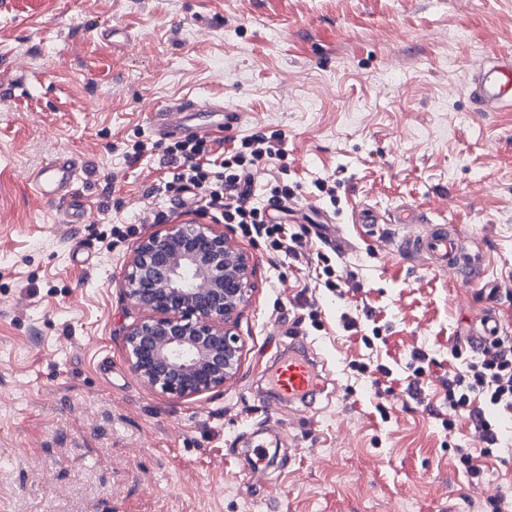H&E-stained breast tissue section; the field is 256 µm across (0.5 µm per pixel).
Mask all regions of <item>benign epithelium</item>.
<instances>
[{
    "label": "benign epithelium",
    "mask_w": 512,
    "mask_h": 512,
    "mask_svg": "<svg viewBox=\"0 0 512 512\" xmlns=\"http://www.w3.org/2000/svg\"><path fill=\"white\" fill-rule=\"evenodd\" d=\"M250 276L247 255L210 224H170L143 239L122 288L144 312L121 336L133 373L177 399L223 388L241 353L227 324L248 299Z\"/></svg>",
    "instance_id": "1"
}]
</instances>
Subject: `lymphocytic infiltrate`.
Segmentation results:
<instances>
[{
  "instance_id": "1",
  "label": "lymphocytic infiltrate",
  "mask_w": 512,
  "mask_h": 512,
  "mask_svg": "<svg viewBox=\"0 0 512 512\" xmlns=\"http://www.w3.org/2000/svg\"><path fill=\"white\" fill-rule=\"evenodd\" d=\"M281 136L258 131L242 139L228 152H214L207 140L187 138L166 149L178 160L165 188L176 194L194 192L206 207L225 223L238 225L243 236L265 238L276 251L298 242V235L288 234L284 224L267 217L264 210L246 205L238 189L258 165L279 155ZM450 417L445 428H455L458 419L470 420L472 429L490 443L499 439L495 424L486 416L487 409L512 411V340L495 338L492 347L472 351L465 372L449 377L447 383Z\"/></svg>"
}]
</instances>
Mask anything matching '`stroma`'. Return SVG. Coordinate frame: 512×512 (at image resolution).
<instances>
[{"mask_svg":"<svg viewBox=\"0 0 512 512\" xmlns=\"http://www.w3.org/2000/svg\"><path fill=\"white\" fill-rule=\"evenodd\" d=\"M498 54L512 0H0V512H512V449L442 425L443 383L467 363L451 347L484 295L402 256L392 225L351 222L409 203L457 225L512 320V111H475L467 91ZM187 93L237 112L213 150L281 133L246 202L298 234L295 251L165 190L148 115ZM138 141L155 148L135 160ZM62 150L86 162L79 224L28 187ZM277 181L293 194L275 208ZM191 222L248 255L252 291L235 375L180 400L132 372L120 331L140 313L121 289L140 239ZM305 346L324 391L259 395ZM456 445L481 450L483 482ZM456 447L457 448H454V456L458 466L471 477V481L474 482V484H478L482 476V470L476 463L477 457L474 455V448H461L462 446L460 445Z\"/></svg>","mask_w":512,"mask_h":512,"instance_id":"1","label":"stroma"}]
</instances>
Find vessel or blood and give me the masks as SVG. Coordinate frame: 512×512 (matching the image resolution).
Instances as JSON below:
<instances>
[{"mask_svg": "<svg viewBox=\"0 0 512 512\" xmlns=\"http://www.w3.org/2000/svg\"><path fill=\"white\" fill-rule=\"evenodd\" d=\"M469 97L478 112H500L512 108V57H504L488 67L476 70L468 87ZM224 104L205 101L186 94L152 112L149 124L159 137L203 136L224 122ZM83 163L74 154L61 152L48 163L33 171L29 181L34 195L54 205L65 223L77 224L86 210V200L77 185L82 178ZM353 223L376 229L380 224H421L424 232L405 237L400 246L403 254L427 255L437 270L451 273L465 284L483 279L485 274L483 251L465 249L458 236L444 224H428L426 216L408 205L381 212L361 208L353 212ZM512 324L501 318L497 310H486L479 326L471 328L473 346L484 345L492 336L505 333ZM322 381L317 366L311 359L289 357L277 367L272 383L288 398L306 399L313 395Z\"/></svg>", "mask_w": 512, "mask_h": 512, "instance_id": "1", "label": "vessel or blood"}]
</instances>
